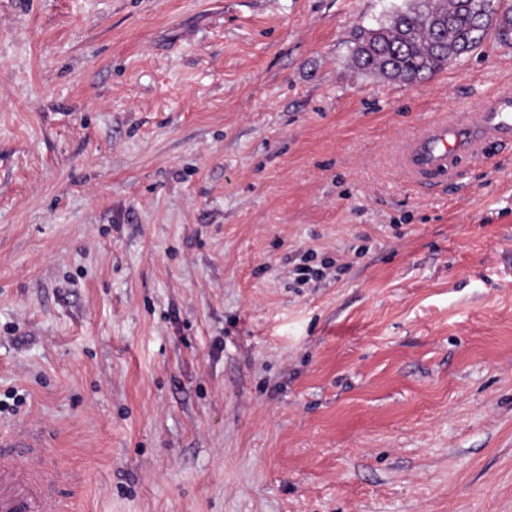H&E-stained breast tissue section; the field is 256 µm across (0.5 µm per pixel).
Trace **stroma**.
Segmentation results:
<instances>
[{"label":"stroma","mask_w":512,"mask_h":512,"mask_svg":"<svg viewBox=\"0 0 512 512\" xmlns=\"http://www.w3.org/2000/svg\"><path fill=\"white\" fill-rule=\"evenodd\" d=\"M403 3L0 0V437L70 512H512V144L398 162L512 45L357 68Z\"/></svg>","instance_id":"stroma-1"}]
</instances>
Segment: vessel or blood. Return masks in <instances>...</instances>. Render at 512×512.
<instances>
[{"instance_id": "vessel-or-blood-1", "label": "vessel or blood", "mask_w": 512, "mask_h": 512, "mask_svg": "<svg viewBox=\"0 0 512 512\" xmlns=\"http://www.w3.org/2000/svg\"><path fill=\"white\" fill-rule=\"evenodd\" d=\"M512 140V95L488 99L480 111L427 125L406 143L405 166L416 180L451 178L457 157L481 152L488 141ZM39 444L0 440V512H68V504L29 460Z\"/></svg>"}]
</instances>
